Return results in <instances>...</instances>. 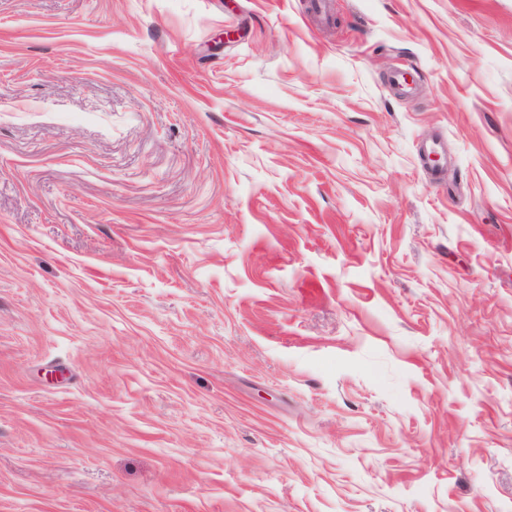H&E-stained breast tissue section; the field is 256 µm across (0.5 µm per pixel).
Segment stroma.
Segmentation results:
<instances>
[{
  "instance_id": "1",
  "label": "stroma",
  "mask_w": 512,
  "mask_h": 512,
  "mask_svg": "<svg viewBox=\"0 0 512 512\" xmlns=\"http://www.w3.org/2000/svg\"><path fill=\"white\" fill-rule=\"evenodd\" d=\"M0 512H512V0H0Z\"/></svg>"
}]
</instances>
